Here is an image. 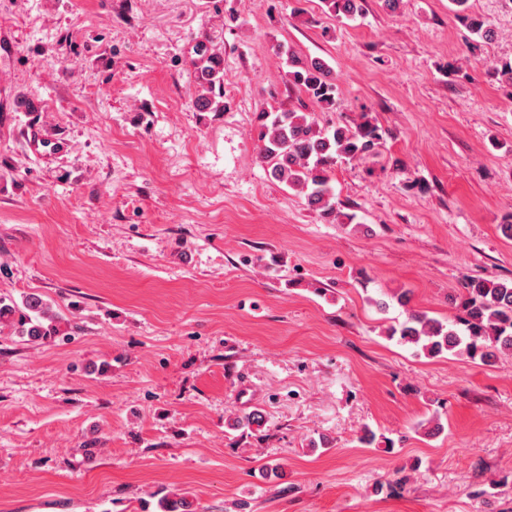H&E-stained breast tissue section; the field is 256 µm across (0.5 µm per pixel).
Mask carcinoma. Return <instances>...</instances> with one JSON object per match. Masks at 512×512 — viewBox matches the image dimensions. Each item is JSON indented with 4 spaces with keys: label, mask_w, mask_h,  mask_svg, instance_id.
<instances>
[{
    "label": "carcinoma",
    "mask_w": 512,
    "mask_h": 512,
    "mask_svg": "<svg viewBox=\"0 0 512 512\" xmlns=\"http://www.w3.org/2000/svg\"><path fill=\"white\" fill-rule=\"evenodd\" d=\"M327 12L352 17L361 9V0H323ZM288 67V82L310 99L329 108L336 93L335 79L318 59L302 60L280 50ZM195 80L201 88L196 105L201 110L224 112L223 59L202 41L197 47ZM383 140L381 129L368 119L330 129L317 127L310 114L296 109L273 108L258 116L259 157L278 182L302 193L307 205L326 218L337 216L331 173L339 158L353 159L372 152ZM462 314L444 324L419 311H409L389 336L416 352L435 357L445 352L465 355L491 365L498 355L512 351V281L495 278L470 280L461 296ZM31 342L59 334L56 317L40 296L30 294L22 304L0 297V326ZM160 512H191L192 503L183 496H164Z\"/></svg>",
    "instance_id": "carcinoma-1"
}]
</instances>
